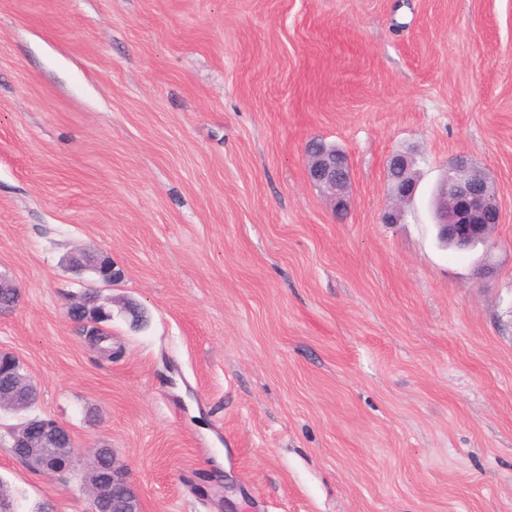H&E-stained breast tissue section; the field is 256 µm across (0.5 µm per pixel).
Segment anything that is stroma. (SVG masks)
<instances>
[{
    "mask_svg": "<svg viewBox=\"0 0 512 512\" xmlns=\"http://www.w3.org/2000/svg\"><path fill=\"white\" fill-rule=\"evenodd\" d=\"M345 150L337 215L304 146ZM415 156L400 223L387 160ZM462 154L495 269L436 240ZM121 280L104 356L66 309ZM0 350L143 512H512V0H0ZM17 512H91L15 459ZM89 253L85 251L74 252L69 259L73 268L80 270H91L97 277V280L106 285H112L122 277V270L116 268L112 260L107 258H94L88 260Z\"/></svg>",
    "mask_w": 512,
    "mask_h": 512,
    "instance_id": "stroma-1",
    "label": "stroma"
}]
</instances>
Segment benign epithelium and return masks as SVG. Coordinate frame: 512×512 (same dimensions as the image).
Listing matches in <instances>:
<instances>
[{
	"mask_svg": "<svg viewBox=\"0 0 512 512\" xmlns=\"http://www.w3.org/2000/svg\"><path fill=\"white\" fill-rule=\"evenodd\" d=\"M309 180L327 197L337 210L345 209L350 200L351 165L348 155L324 139L310 141L306 148ZM411 154H394L387 161L391 195L382 221L397 224L402 206L417 191ZM496 189L486 172L469 158L458 155L448 161L434 193L436 224L439 238L468 249L481 244L491 252L497 243L492 231L502 221V212L490 203ZM69 263L80 270L92 271L97 280L109 286L122 277V270L107 258H88L85 251L70 256ZM67 316L85 326L99 325L112 319V311L99 304L98 291L90 289L71 301ZM31 380L21 373L19 359L9 352H0V409L22 412L31 408L27 386ZM12 452L24 454L26 464L47 476L73 468L77 453L70 430L50 418L30 417L10 432ZM83 483L89 490L92 512H101V505L112 502V512H142L132 509L140 501L138 489L130 479L128 468L117 461L104 463L98 450H88L83 465Z\"/></svg>",
	"mask_w": 512,
	"mask_h": 512,
	"instance_id": "benign-epithelium-1",
	"label": "benign epithelium"
}]
</instances>
